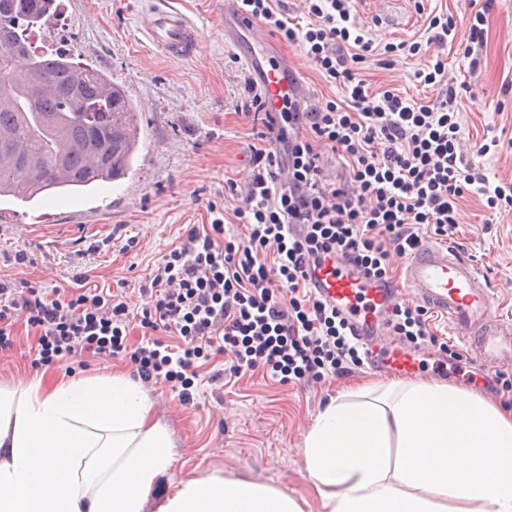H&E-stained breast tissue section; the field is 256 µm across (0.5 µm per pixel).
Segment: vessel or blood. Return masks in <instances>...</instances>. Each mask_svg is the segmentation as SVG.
Segmentation results:
<instances>
[{
  "label": "vessel or blood",
  "instance_id": "1",
  "mask_svg": "<svg viewBox=\"0 0 512 512\" xmlns=\"http://www.w3.org/2000/svg\"><path fill=\"white\" fill-rule=\"evenodd\" d=\"M224 15L232 19L252 47L245 58L249 70L257 72L258 90L266 95L271 111L284 99L302 96L304 82L287 57H274L270 34L248 22L237 8V0H224ZM147 40L171 59L192 57L199 33L179 11L154 7L141 17ZM397 284H367L351 268L325 261L310 271V285L346 319L350 333L366 351V365L384 375H409L414 371L412 355L390 344L377 343L385 317L398 305L402 292H409L433 313L444 316L454 334L468 342L484 374L512 357V320L498 315L492 289L483 287L477 268L451 247L420 243L407 255Z\"/></svg>",
  "mask_w": 512,
  "mask_h": 512
}]
</instances>
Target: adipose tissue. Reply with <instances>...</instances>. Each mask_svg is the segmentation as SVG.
Instances as JSON below:
<instances>
[{"label": "adipose tissue", "instance_id": "obj_1", "mask_svg": "<svg viewBox=\"0 0 512 512\" xmlns=\"http://www.w3.org/2000/svg\"><path fill=\"white\" fill-rule=\"evenodd\" d=\"M173 463L130 377L0 389V512H302L282 489L213 473L149 508ZM302 465L326 512H512V409L448 384L342 392L315 416Z\"/></svg>", "mask_w": 512, "mask_h": 512}]
</instances>
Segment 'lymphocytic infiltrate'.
Returning a JSON list of instances; mask_svg holds the SVG:
<instances>
[{"instance_id":"f902f5d3","label":"lymphocytic infiltrate","mask_w":512,"mask_h":512,"mask_svg":"<svg viewBox=\"0 0 512 512\" xmlns=\"http://www.w3.org/2000/svg\"><path fill=\"white\" fill-rule=\"evenodd\" d=\"M252 19L303 49L342 100H286L269 111L261 95L251 106L263 131L251 149L245 186L227 180L236 229H227L208 203L210 224L187 225L145 277L150 301L131 310L121 291L90 284L47 287L0 275V351L13 348L17 320L35 330L37 365L78 353L121 359L146 384L166 385L193 404L202 384L265 370L281 384L316 383L362 362L360 347L335 309L312 293L308 269L328 255L392 281V255L414 250L431 233L450 240L465 193L490 209L512 210V182L490 184L475 158L460 151L457 92L443 57L416 74L442 86L425 103L393 89L371 92L362 76L380 52L419 54L423 44L376 46L351 14L350 0H305L307 24L288 16L279 0H240ZM342 157L346 174L332 182L325 153ZM140 329L138 343L130 333ZM391 330L414 345H437L423 309L398 307ZM226 356L223 368L200 376V364Z\"/></svg>"}]
</instances>
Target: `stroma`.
Listing matches in <instances>:
<instances>
[{
  "mask_svg": "<svg viewBox=\"0 0 512 512\" xmlns=\"http://www.w3.org/2000/svg\"><path fill=\"white\" fill-rule=\"evenodd\" d=\"M168 2L199 31L190 59L167 58L145 38L140 20L154 0H61V19L45 47L73 53L125 88L138 111L139 151L124 179L72 195L71 206L0 200V275L49 286L69 285L78 273L101 287L123 278L130 308L142 309L149 298L140 282L175 244L181 228L209 223L206 205L223 203L227 179L240 184L248 179L254 139L242 85L247 67L240 48L224 38V0ZM351 5L357 22L380 44L427 39L429 15L446 12L460 20L470 11L468 0H352ZM274 45L299 70L309 97H341V89L324 81L303 50L279 39ZM462 51L457 43L446 49L450 76L465 86L456 100L462 148L472 153L485 140L498 138L496 151L481 162L490 182L512 181V0H493L480 71L469 72ZM426 63V56L402 54L369 65L364 77L370 89H394L424 103L440 92L415 77ZM457 220L456 244L478 269L482 284L493 289L500 314L512 318V211H490L484 197L468 193ZM131 237L136 243L130 248ZM105 238L109 246L89 251L91 242ZM35 246L42 253L36 264L8 262L16 250ZM430 326L461 359L444 375L435 374L434 361L426 360L417 380L444 382L512 406L511 397L470 381L474 355L450 335L445 318L431 316ZM15 334L14 350L0 353L2 388H19L41 376L70 380L131 371L121 360L88 354L64 366L36 368L35 333L20 321ZM384 381V375L362 366L318 383L288 386L259 371L225 387L223 399L207 393L193 405L181 403L167 386H150L175 456L171 474L157 481L153 495L163 497L179 481L215 472L267 483L295 497L303 512H324L302 468L303 439L339 389Z\"/></svg>",
  "mask_w": 512,
  "mask_h": 512,
  "instance_id": "stroma-1",
  "label": "stroma"
}]
</instances>
